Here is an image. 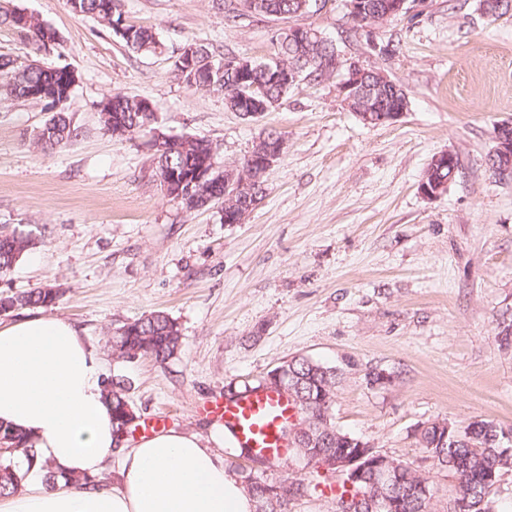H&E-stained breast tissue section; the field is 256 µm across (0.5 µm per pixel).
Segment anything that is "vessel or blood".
Wrapping results in <instances>:
<instances>
[{
	"label": "vessel or blood",
	"mask_w": 512,
	"mask_h": 512,
	"mask_svg": "<svg viewBox=\"0 0 512 512\" xmlns=\"http://www.w3.org/2000/svg\"><path fill=\"white\" fill-rule=\"evenodd\" d=\"M200 413L205 419L229 425L235 447L253 449L276 461L287 453L282 430L295 418L296 409L286 393L259 390L233 400L216 397Z\"/></svg>",
	"instance_id": "obj_1"
}]
</instances>
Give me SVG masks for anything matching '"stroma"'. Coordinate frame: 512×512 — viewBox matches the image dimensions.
I'll return each instance as SVG.
<instances>
[{
  "label": "stroma",
  "mask_w": 512,
  "mask_h": 512,
  "mask_svg": "<svg viewBox=\"0 0 512 512\" xmlns=\"http://www.w3.org/2000/svg\"><path fill=\"white\" fill-rule=\"evenodd\" d=\"M1 8L56 31L59 48L39 56L0 24V55L70 67L65 110L80 134L43 154L32 143L48 117L42 103L0 101V230L40 240L0 277V295L63 288L49 315L79 329L105 375L124 377L136 414L202 437L213 423L198 407L231 380L295 356L336 367L337 426L430 477L434 508L446 512L459 477L433 468L421 427H512V177L488 166L496 125L512 122V12L490 20L476 0L453 12L429 0L343 45L408 95L401 119L372 127L344 106L333 77L301 82L256 120L178 80L174 61L190 43L254 60L273 53L278 22L225 27L216 0H122L128 22L155 30L153 52L128 50L66 0ZM390 40L393 57L378 51ZM118 92L150 100L166 134L212 142L222 167L265 131L284 137L243 223L164 195L145 137H112L98 121ZM443 150L459 168L445 193L425 198L419 182ZM157 310L178 322L181 357L114 362L107 335ZM373 372L390 382L370 383Z\"/></svg>",
  "instance_id": "35a3bbf8"
}]
</instances>
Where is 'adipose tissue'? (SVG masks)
Returning <instances> with one entry per match:
<instances>
[{"label":"adipose tissue","mask_w":512,"mask_h":512,"mask_svg":"<svg viewBox=\"0 0 512 512\" xmlns=\"http://www.w3.org/2000/svg\"><path fill=\"white\" fill-rule=\"evenodd\" d=\"M104 369L93 346L62 318L36 315L0 325V422L34 442L40 463L0 512H254L226 469V432L166 430L116 447ZM120 452L118 486H77Z\"/></svg>","instance_id":"adipose-tissue-1"}]
</instances>
